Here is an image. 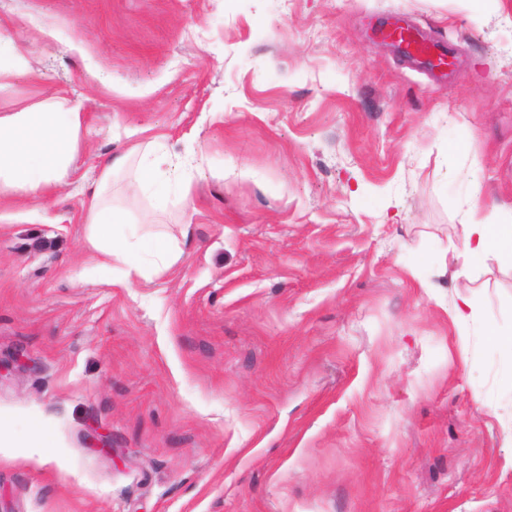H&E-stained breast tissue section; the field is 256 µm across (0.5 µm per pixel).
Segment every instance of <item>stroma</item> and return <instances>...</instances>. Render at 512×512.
Listing matches in <instances>:
<instances>
[{"instance_id": "obj_1", "label": "stroma", "mask_w": 512, "mask_h": 512, "mask_svg": "<svg viewBox=\"0 0 512 512\" xmlns=\"http://www.w3.org/2000/svg\"><path fill=\"white\" fill-rule=\"evenodd\" d=\"M408 20L427 73L373 29ZM0 112L87 131L51 198L0 207V487L14 512H512V0H0ZM164 146L141 274L90 270L106 158ZM191 178L189 202L176 189ZM153 210V209H152ZM178 258L153 274L152 230ZM468 297L477 318L456 328ZM2 50L5 51V54L10 55L13 62L11 65L3 66L0 60V88L2 86V80L12 76L17 66L23 63L22 58L16 55V53L19 54L22 52L21 46L14 41L11 29L3 26L0 22V59ZM462 226L463 246L453 259H462L465 272L472 261H512V214L503 216L496 209L474 203L466 213Z\"/></svg>"}]
</instances>
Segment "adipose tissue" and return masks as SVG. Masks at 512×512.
I'll return each mask as SVG.
<instances>
[{
	"label": "adipose tissue",
	"mask_w": 512,
	"mask_h": 512,
	"mask_svg": "<svg viewBox=\"0 0 512 512\" xmlns=\"http://www.w3.org/2000/svg\"><path fill=\"white\" fill-rule=\"evenodd\" d=\"M86 132L81 105L65 97L39 101L14 112L0 113V202L18 203L51 196L76 172L75 161ZM129 158L105 161L85 204V240L96 267L113 262L132 264L136 245L117 231L123 211L112 204V175ZM463 267L475 261L512 259V215L478 204L466 213Z\"/></svg>",
	"instance_id": "1"
}]
</instances>
